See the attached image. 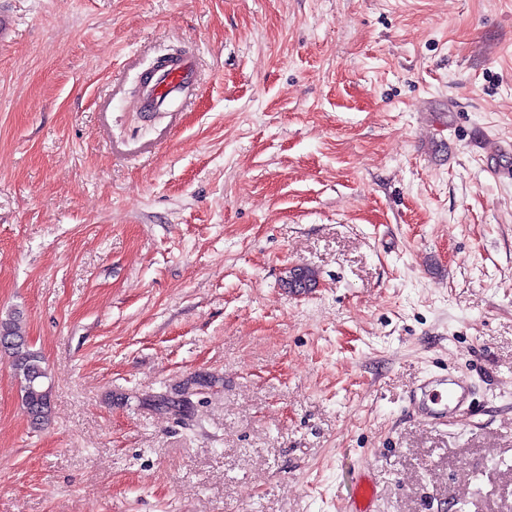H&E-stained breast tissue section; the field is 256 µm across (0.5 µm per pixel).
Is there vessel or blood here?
<instances>
[{
	"label": "vessel or blood",
	"instance_id": "obj_1",
	"mask_svg": "<svg viewBox=\"0 0 512 512\" xmlns=\"http://www.w3.org/2000/svg\"><path fill=\"white\" fill-rule=\"evenodd\" d=\"M192 76L188 60L174 58L160 67L143 92L147 111L164 109L167 103L186 89ZM470 396L469 385L459 377L433 376L424 379L408 400V407L429 422L464 418ZM375 488L367 477H359L349 498V512H372Z\"/></svg>",
	"mask_w": 512,
	"mask_h": 512
}]
</instances>
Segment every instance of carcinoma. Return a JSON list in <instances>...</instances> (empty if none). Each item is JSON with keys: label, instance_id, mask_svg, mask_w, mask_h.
I'll return each instance as SVG.
<instances>
[{"label": "carcinoma", "instance_id": "cac0c4a2", "mask_svg": "<svg viewBox=\"0 0 512 512\" xmlns=\"http://www.w3.org/2000/svg\"><path fill=\"white\" fill-rule=\"evenodd\" d=\"M0 355L7 358L21 405L31 423L47 422L51 414V387L45 384V379L49 378L48 368L41 353L33 349L15 312L0 315ZM215 384V379L206 376H196L186 382L181 391L182 407H188L192 396Z\"/></svg>", "mask_w": 512, "mask_h": 512}]
</instances>
